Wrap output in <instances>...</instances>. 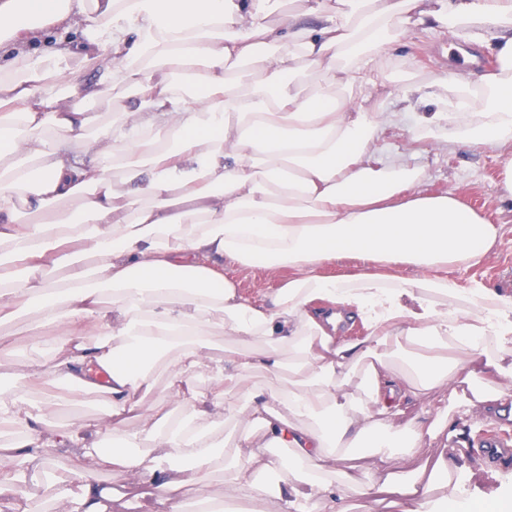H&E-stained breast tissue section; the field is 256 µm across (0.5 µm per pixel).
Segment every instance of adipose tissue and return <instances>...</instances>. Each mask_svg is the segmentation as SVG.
<instances>
[{"label": "adipose tissue", "instance_id": "1", "mask_svg": "<svg viewBox=\"0 0 512 512\" xmlns=\"http://www.w3.org/2000/svg\"><path fill=\"white\" fill-rule=\"evenodd\" d=\"M272 0H0V325L36 316L32 359L0 377V504L20 485L51 489L78 512H126L125 492L99 484L119 471L157 484L162 512H223L243 497L253 512H347L360 488L400 512H448L451 473L426 442L462 434L447 413L394 426L432 390L469 384V407L512 420V291L460 288L443 271L476 262L500 229L451 193L424 192V168L376 163L380 116L334 88L383 65L413 16L481 42L499 31L500 67L408 82L413 142H460L512 153V0H338L316 27L291 15L275 26ZM79 24L78 44L43 53L30 41ZM104 58L96 83L74 91L81 60ZM329 78L306 94L298 58ZM247 66L245 91L224 64ZM121 80L144 108L97 125L100 87ZM88 133L100 161L54 144ZM349 257L364 269L324 275ZM296 270L269 301L245 296L224 273ZM403 266L412 277L393 274ZM362 336H339L342 324ZM224 332L238 355L216 345ZM163 355L165 395L149 365ZM288 384L250 387L257 371ZM369 382L354 393L357 372ZM102 393L100 416L49 423L61 389ZM241 398L238 406L229 405ZM136 428H128L130 419ZM242 425L235 442L224 424ZM123 451H106L108 437ZM71 466L55 474L49 449ZM267 471L284 483L268 494ZM224 495L207 493L215 473Z\"/></svg>", "mask_w": 512, "mask_h": 512}]
</instances>
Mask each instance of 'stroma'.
<instances>
[{
	"mask_svg": "<svg viewBox=\"0 0 512 512\" xmlns=\"http://www.w3.org/2000/svg\"><path fill=\"white\" fill-rule=\"evenodd\" d=\"M493 56L489 45L467 41L427 21L414 26L407 37L391 45L382 85L372 88L353 83L342 89L346 99L368 111L393 114V121L388 123L376 145V158L380 163L405 160L425 168L428 174L425 188L429 193H454L489 223L500 226L501 243L492 255L473 266L449 267V277L463 288L480 282L491 288L512 289V199L504 198L502 187L506 159L490 147L454 144L440 149L429 143L412 142L409 129L416 114L405 110L398 100V92L409 80L427 82L443 74H463L478 80L484 72L482 60ZM140 109L134 89L116 80L104 91L92 111L99 121L119 122ZM224 273L235 278L244 294L257 300L272 293L293 275L288 268L277 271L260 267L243 269L229 262L224 265ZM424 401L431 412L450 410L452 418L466 428L464 444L472 448V455L462 458L456 451L448 453L458 500L464 502L470 512H499V501H512V465L491 466L475 445L480 431L502 427V420L466 412L446 390L430 392Z\"/></svg>",
	"mask_w": 512,
	"mask_h": 512,
	"instance_id": "stroma-1",
	"label": "stroma"
}]
</instances>
